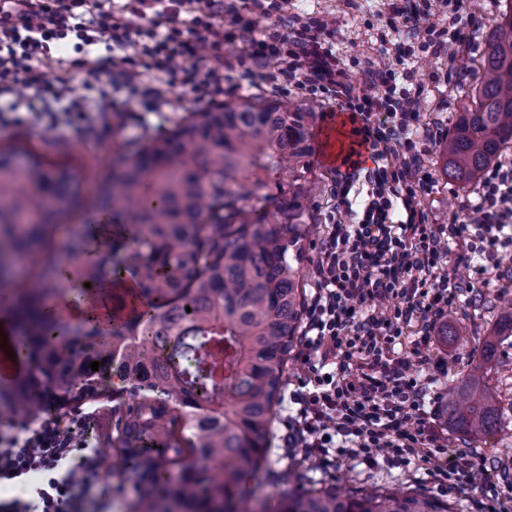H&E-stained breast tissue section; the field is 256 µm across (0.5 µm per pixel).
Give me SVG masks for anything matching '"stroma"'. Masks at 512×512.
<instances>
[{
  "label": "stroma",
  "mask_w": 512,
  "mask_h": 512,
  "mask_svg": "<svg viewBox=\"0 0 512 512\" xmlns=\"http://www.w3.org/2000/svg\"><path fill=\"white\" fill-rule=\"evenodd\" d=\"M512 0H468L467 7L476 20V28L465 29L467 38L465 57L469 65L460 78L452 77L447 56L432 55L412 48L400 62L401 69L413 72L411 87L423 98L420 126L437 125L452 130L463 97L469 95L479 79L475 67L483 48V38L494 21L499 20L508 2ZM290 12L302 15H330L336 19L337 57L344 63L354 83H362L361 64L367 59H377L384 48H394L405 42L404 32L395 31L389 25L388 0H292ZM168 97L176 99V111L132 112L121 127H113L111 98H102L90 104L86 118L70 126H53L44 121L30 120L22 124H0V140L16 144L28 150L42 153L48 160L78 164L93 160L96 173L80 183V206L73 215L57 228L54 241L62 243L71 232L80 231L89 246H96L98 239L93 222L95 212L89 202L99 183L112 174V155L120 147L140 143L145 135L172 127L189 113L199 111L200 103L192 94L178 88L167 89ZM306 105L316 114L312 128V173L316 176L317 189L305 203L307 224L302 240L304 259L300 263V281L305 293L314 288L313 268L319 244L327 237L329 213L334 201L330 185L335 167L326 159V145L320 133L330 120V107L321 101L310 99ZM427 171L429 189L422 197V208L433 224H451L462 219V206L475 200L473 189H462L446 177L441 169L438 149H431ZM438 275L461 287L454 304L448 310L447 321L458 331L456 340L447 342L441 336L433 338V352L448 360L447 374L438 376V392L447 393L465 374L468 364L481 359V349L488 336L501 320L504 299H512V258L504 259L499 268L496 285L475 287L476 275L472 269L456 263L455 259H443ZM486 380L496 395L501 424L499 430L487 439H474L456 432H449L448 445L452 448H468L484 454L491 466L492 477L512 479V336L501 337L495 355L484 361ZM301 371L296 360L285 366L279 399L271 421L268 436V453L265 470L247 485L257 488L259 495L277 498L287 481L293 480L306 487L336 485L351 491L362 488H415L436 496L440 490L426 470L409 467L387 470L370 468L359 460H345L339 467H327L302 458L300 451L284 447L280 436L282 419L288 414V394L300 382ZM122 401L98 406L90 420L92 437L100 450L102 482L95 496L106 501L110 512H133L137 499L135 491L124 483L123 475L114 470L112 461L116 452L110 444L112 430L118 415L125 411Z\"/></svg>",
  "instance_id": "1"
}]
</instances>
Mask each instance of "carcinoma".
Instances as JSON below:
<instances>
[{
    "label": "carcinoma",
    "instance_id": "carcinoma-1",
    "mask_svg": "<svg viewBox=\"0 0 512 512\" xmlns=\"http://www.w3.org/2000/svg\"><path fill=\"white\" fill-rule=\"evenodd\" d=\"M479 70L472 103L440 147L443 173L464 189L512 144V5L490 27ZM313 118L292 100L242 98L116 152L112 179L100 183L92 208L122 215L130 245L95 257L78 231L59 246L52 240L75 211L73 185L87 169L0 144V288L9 287L14 262L35 268L13 286L10 302L25 373L10 410L128 399L112 446L146 512H255L242 482L266 461L305 307L297 264L312 192ZM109 280L123 309L131 296L120 284L137 287V315L106 324L74 319L68 296L91 297ZM511 335L512 313L489 334L484 357ZM446 414L465 436L496 432L497 400L482 363L450 388ZM262 512L458 508L418 490L352 494L329 486L292 487Z\"/></svg>",
    "mask_w": 512,
    "mask_h": 512
}]
</instances>
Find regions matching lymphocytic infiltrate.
Listing matches in <instances>:
<instances>
[{
    "label": "lymphocytic infiltrate",
    "instance_id": "lymphocytic-infiltrate-1",
    "mask_svg": "<svg viewBox=\"0 0 512 512\" xmlns=\"http://www.w3.org/2000/svg\"><path fill=\"white\" fill-rule=\"evenodd\" d=\"M448 5L444 24L434 21L431 0H391L390 9L409 34L425 31V49L455 61L472 19L465 0ZM257 13L268 21L260 31ZM223 15L224 0H0V97L30 91L25 102L12 99L0 122L22 108L54 122L83 114L109 85L124 93L115 106L124 113L162 111L165 85L219 108L242 82L340 105L374 165L347 157L335 175V206L354 221L331 224L318 248L297 355L305 376L281 439L321 463L353 457L393 467L436 458L432 475L442 489L471 487L498 512H512V485L491 481L484 456L449 449L436 423L434 375L448 364L434 357L431 341L457 292L435 273L452 246L463 249L457 262L476 261L484 286L512 253V161L485 171L464 221L429 223L420 205L426 157L444 132L419 129L422 98L399 85L389 56L370 63L358 86L336 56L331 20L291 16L288 0H248L227 24ZM97 45L104 55H92ZM69 47L74 57L52 54ZM51 59L62 69L53 82L40 69ZM75 69L85 73L79 95L69 77ZM362 176L368 190L356 202L350 194ZM92 413L88 406L0 426V512H86L102 480L100 450L84 433Z\"/></svg>",
    "mask_w": 512,
    "mask_h": 512
}]
</instances>
